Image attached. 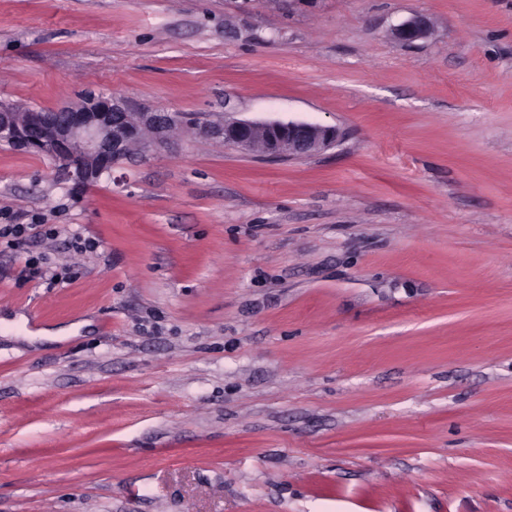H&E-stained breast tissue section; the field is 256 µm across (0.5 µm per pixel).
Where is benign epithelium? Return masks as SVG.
Returning a JSON list of instances; mask_svg holds the SVG:
<instances>
[{"instance_id":"1","label":"benign epithelium","mask_w":512,"mask_h":512,"mask_svg":"<svg viewBox=\"0 0 512 512\" xmlns=\"http://www.w3.org/2000/svg\"><path fill=\"white\" fill-rule=\"evenodd\" d=\"M429 20L414 15L394 26L392 36L412 43L426 36ZM178 125L172 112L132 107L115 93L54 110L0 104V139L18 140L27 149L59 163L57 176L76 185L90 181L127 160L145 133L163 138ZM197 132L237 149L259 148L268 156H310L336 144L339 131L301 121L226 119L203 123Z\"/></svg>"}]
</instances>
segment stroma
Returning <instances> with one entry per match:
<instances>
[{"mask_svg": "<svg viewBox=\"0 0 512 512\" xmlns=\"http://www.w3.org/2000/svg\"><path fill=\"white\" fill-rule=\"evenodd\" d=\"M99 90L188 122L81 189L0 144L58 229L0 244V512H512V0H0V103ZM430 28L429 20L423 15H413L394 26L392 36L403 43H413L426 36ZM197 132L206 138L221 139L225 146L250 150L259 148L268 156H310L336 144L339 131L301 121H253L226 119L203 123Z\"/></svg>", "mask_w": 512, "mask_h": 512, "instance_id": "stroma-1", "label": "stroma"}]
</instances>
